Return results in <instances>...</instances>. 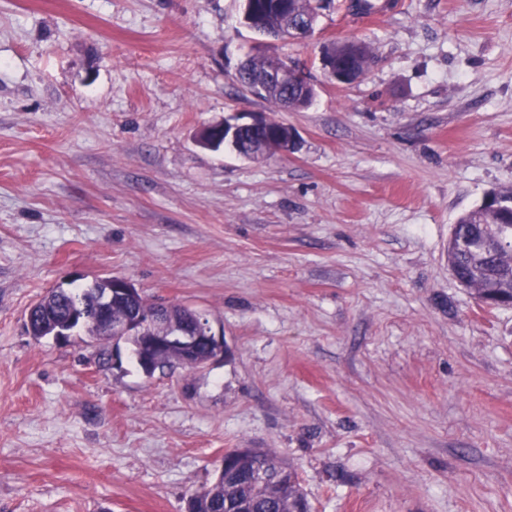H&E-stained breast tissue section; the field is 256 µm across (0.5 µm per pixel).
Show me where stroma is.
Here are the masks:
<instances>
[{
	"label": "stroma",
	"instance_id": "35a3bbf8",
	"mask_svg": "<svg viewBox=\"0 0 512 512\" xmlns=\"http://www.w3.org/2000/svg\"><path fill=\"white\" fill-rule=\"evenodd\" d=\"M348 3L282 43L240 0H0V512H185L230 448L286 459L313 512H512V308L448 269L456 216L512 187V0ZM341 37L371 53L345 87ZM259 44L312 105L244 91ZM231 112L296 150L196 145ZM109 275L204 312L224 356L148 377L27 333ZM344 50L347 55H359L358 45L354 41H347L345 43L338 42L335 40L330 41L326 45V49L323 51V55L321 58V66L324 77L337 84V85H345L350 83L349 80L358 79L363 73L360 71H350L349 80H347L343 75H340L338 70L336 69V54L335 51Z\"/></svg>",
	"mask_w": 512,
	"mask_h": 512
}]
</instances>
